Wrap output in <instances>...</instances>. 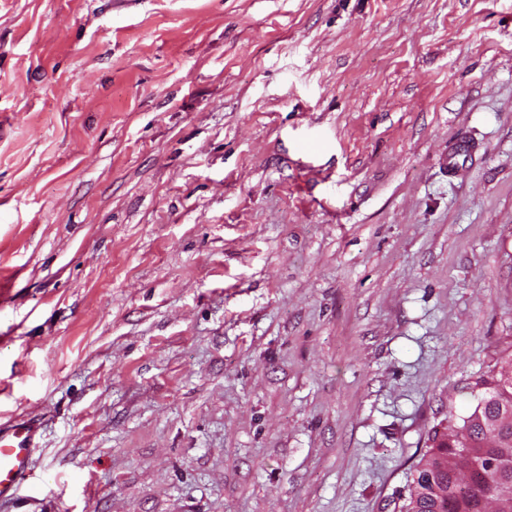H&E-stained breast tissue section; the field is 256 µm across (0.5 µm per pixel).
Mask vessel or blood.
Segmentation results:
<instances>
[{"label": "vessel or blood", "mask_w": 512, "mask_h": 512, "mask_svg": "<svg viewBox=\"0 0 512 512\" xmlns=\"http://www.w3.org/2000/svg\"><path fill=\"white\" fill-rule=\"evenodd\" d=\"M37 431L31 421L0 426V505L15 499L21 481L28 476Z\"/></svg>", "instance_id": "b4317fda"}]
</instances>
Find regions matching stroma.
I'll return each mask as SVG.
<instances>
[{"label":"stroma","instance_id":"1","mask_svg":"<svg viewBox=\"0 0 512 512\" xmlns=\"http://www.w3.org/2000/svg\"><path fill=\"white\" fill-rule=\"evenodd\" d=\"M102 2L0 0V512H401L512 346V0ZM37 431L31 421L0 426V505L15 499L21 481L28 476Z\"/></svg>","mask_w":512,"mask_h":512}]
</instances>
